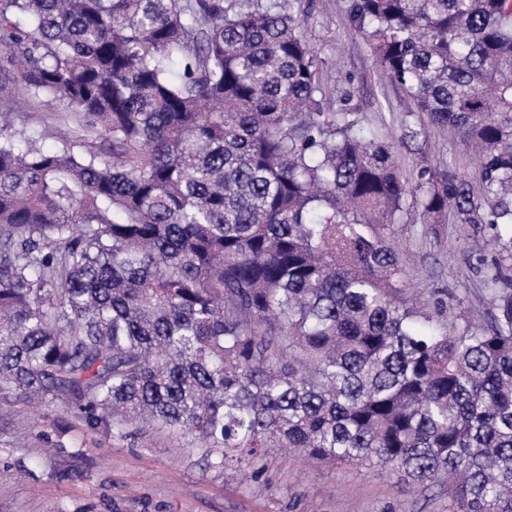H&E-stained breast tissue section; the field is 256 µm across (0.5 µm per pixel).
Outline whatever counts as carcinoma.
Returning a JSON list of instances; mask_svg holds the SVG:
<instances>
[{"label":"carcinoma","mask_w":512,"mask_h":512,"mask_svg":"<svg viewBox=\"0 0 512 512\" xmlns=\"http://www.w3.org/2000/svg\"><path fill=\"white\" fill-rule=\"evenodd\" d=\"M293 0H0V398L266 448L512 512V276L448 330L393 227L453 211L512 259V0H351L377 65L478 154L424 165L325 94ZM66 107L45 150L9 108Z\"/></svg>","instance_id":"cac0c4a2"}]
</instances>
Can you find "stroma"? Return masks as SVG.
I'll list each match as a JSON object with an SVG mask.
<instances>
[{
	"label": "stroma",
	"mask_w": 512,
	"mask_h": 512,
	"mask_svg": "<svg viewBox=\"0 0 512 512\" xmlns=\"http://www.w3.org/2000/svg\"><path fill=\"white\" fill-rule=\"evenodd\" d=\"M350 0H296L293 11L317 59L330 112L350 110L377 134L407 136L397 160L416 177L422 160L473 181V153L453 137L420 133L399 86L376 65L353 28ZM417 305L444 306L450 324L489 317L491 277L500 256L472 225L447 216L428 235L419 213L395 225ZM256 478L209 469L187 439L154 430L120 439L90 429L64 405L0 404V512H449L440 487L400 491L377 469L325 467L268 449Z\"/></svg>",
	"instance_id": "obj_1"
}]
</instances>
